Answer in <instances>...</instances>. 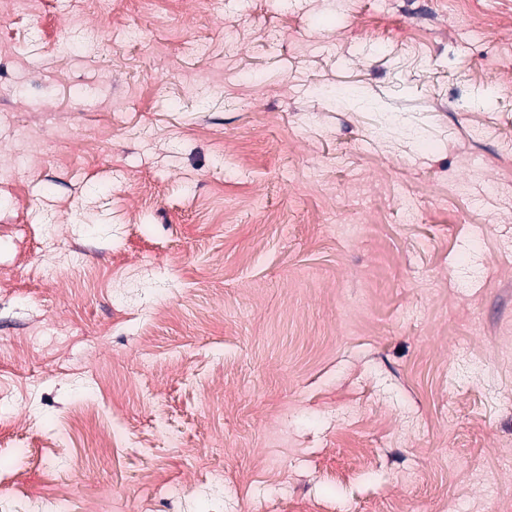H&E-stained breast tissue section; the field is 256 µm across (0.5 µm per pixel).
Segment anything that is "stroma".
<instances>
[{"mask_svg": "<svg viewBox=\"0 0 512 512\" xmlns=\"http://www.w3.org/2000/svg\"><path fill=\"white\" fill-rule=\"evenodd\" d=\"M510 76L512 0H0V512H512Z\"/></svg>", "mask_w": 512, "mask_h": 512, "instance_id": "obj_1", "label": "stroma"}]
</instances>
